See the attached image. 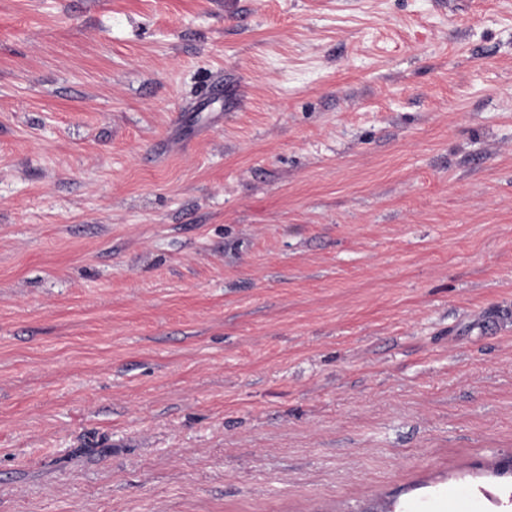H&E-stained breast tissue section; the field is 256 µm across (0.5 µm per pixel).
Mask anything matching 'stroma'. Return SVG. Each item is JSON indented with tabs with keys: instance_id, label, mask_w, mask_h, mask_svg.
I'll use <instances>...</instances> for the list:
<instances>
[{
	"instance_id": "stroma-1",
	"label": "stroma",
	"mask_w": 512,
	"mask_h": 512,
	"mask_svg": "<svg viewBox=\"0 0 512 512\" xmlns=\"http://www.w3.org/2000/svg\"><path fill=\"white\" fill-rule=\"evenodd\" d=\"M512 0H0V512H512Z\"/></svg>"
}]
</instances>
